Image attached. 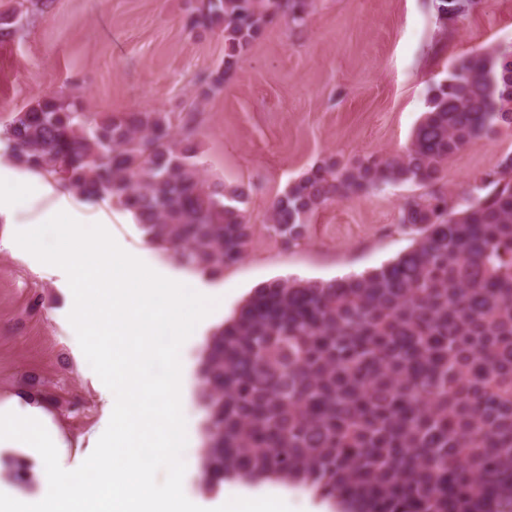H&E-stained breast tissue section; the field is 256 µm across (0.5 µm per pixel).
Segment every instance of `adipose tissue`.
Returning a JSON list of instances; mask_svg holds the SVG:
<instances>
[{"instance_id":"adipose-tissue-1","label":"adipose tissue","mask_w":512,"mask_h":512,"mask_svg":"<svg viewBox=\"0 0 512 512\" xmlns=\"http://www.w3.org/2000/svg\"><path fill=\"white\" fill-rule=\"evenodd\" d=\"M50 219L67 227L51 258L75 283L73 322L89 331L87 360L112 417L91 458L71 466V445L39 395L0 398V453L37 461L41 482L34 496L1 494L0 512H187L180 345L220 302L194 283L160 281L103 237L69 231V210L51 209Z\"/></svg>"}]
</instances>
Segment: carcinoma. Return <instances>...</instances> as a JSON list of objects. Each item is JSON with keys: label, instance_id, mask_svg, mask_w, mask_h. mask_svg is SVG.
Returning <instances> with one entry per match:
<instances>
[{"label": "carcinoma", "instance_id": "obj_1", "mask_svg": "<svg viewBox=\"0 0 512 512\" xmlns=\"http://www.w3.org/2000/svg\"><path fill=\"white\" fill-rule=\"evenodd\" d=\"M478 0H433L453 25ZM314 0H188L184 27L224 36V59L196 90L224 86L267 27H302ZM20 13L0 14V42ZM194 119L89 112L48 94L0 130L15 165L68 193L129 211L148 243L217 274L243 259L255 225L249 187L202 176ZM512 128V52L481 47L428 91L406 150L323 159L289 181L266 229L290 249L330 203L393 185L422 192L399 211L415 233L396 259L330 280L255 287L207 341L204 486L299 487L340 512H512V151L461 200L443 165L474 139Z\"/></svg>", "mask_w": 512, "mask_h": 512}]
</instances>
